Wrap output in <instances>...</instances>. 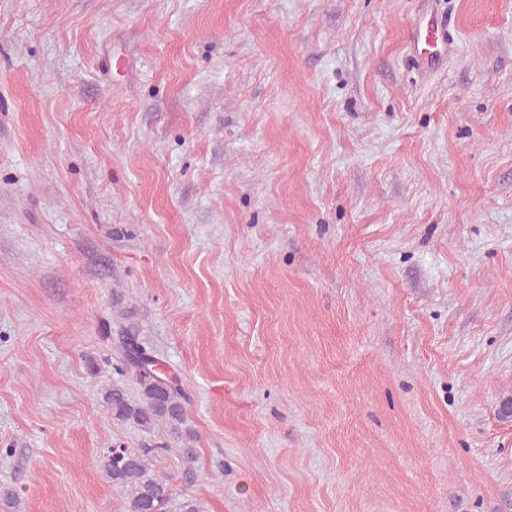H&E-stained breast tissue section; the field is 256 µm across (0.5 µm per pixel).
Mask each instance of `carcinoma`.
Segmentation results:
<instances>
[{"label":"carcinoma","instance_id":"carcinoma-1","mask_svg":"<svg viewBox=\"0 0 512 512\" xmlns=\"http://www.w3.org/2000/svg\"><path fill=\"white\" fill-rule=\"evenodd\" d=\"M140 340L138 327L130 323L119 336L121 355L112 364L113 370L131 380L137 387L132 396L123 386L104 392L103 399L112 417L131 422L145 429L163 428L180 445L184 459L196 458L195 432L188 427L186 404L188 396L175 377L169 379L154 369L158 358L153 348L127 347L128 341ZM150 448H109L103 456L104 475L124 500L125 512H169L173 498V478L152 468Z\"/></svg>","mask_w":512,"mask_h":512}]
</instances>
